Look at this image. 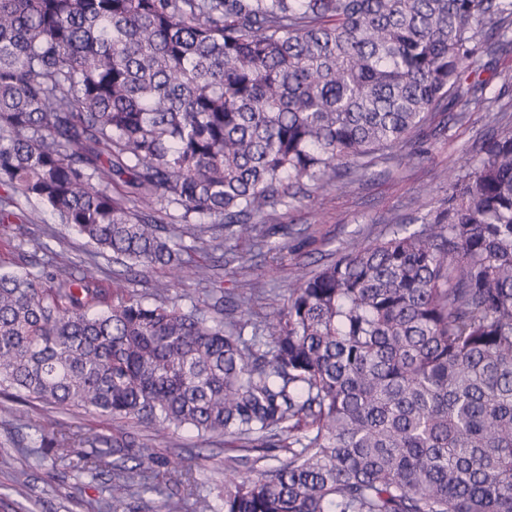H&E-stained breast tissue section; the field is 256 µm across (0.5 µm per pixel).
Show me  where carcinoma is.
Instances as JSON below:
<instances>
[{
  "mask_svg": "<svg viewBox=\"0 0 512 512\" xmlns=\"http://www.w3.org/2000/svg\"><path fill=\"white\" fill-rule=\"evenodd\" d=\"M512 0H0V223L49 209L135 276L211 279L196 252H278L263 221L485 95ZM410 232L395 224L248 300L149 303L90 258L0 274V387L220 438L194 512H512V129ZM214 217L196 246L159 214ZM37 433L38 465L161 492L126 432ZM135 465L127 466L128 460Z\"/></svg>",
  "mask_w": 512,
  "mask_h": 512,
  "instance_id": "1",
  "label": "carcinoma"
}]
</instances>
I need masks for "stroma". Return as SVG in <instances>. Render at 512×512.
Masks as SVG:
<instances>
[{"label":"stroma","instance_id":"stroma-1","mask_svg":"<svg viewBox=\"0 0 512 512\" xmlns=\"http://www.w3.org/2000/svg\"><path fill=\"white\" fill-rule=\"evenodd\" d=\"M485 77L488 95L500 97L493 111H485L483 102H471L470 119L448 120L446 133L424 138L421 153L414 159L400 165L377 161L365 177L346 179L312 198L297 193L287 205L277 207L270 221L287 226L286 248L274 257H254L251 269L241 275L227 266L216 268L225 296L249 297L252 320H262L267 291L287 295L299 267L317 268L333 259L338 248L375 238L390 225L433 209L446 195L445 175L466 173L478 158L477 145L488 128L512 129V89L500 90L503 82L512 79V53L500 56ZM28 217V234L21 239L14 237L11 225L0 224V274L35 272L36 261L49 249L67 250L76 263L89 258L91 246L50 212L32 211ZM131 286L150 298L156 290H163L166 297L182 305L204 295L202 283L175 281L164 270L137 277ZM112 428L129 432L138 443L156 448L162 457L192 468L200 496L213 501L223 491L228 453L223 441L207 440L189 430L158 440L148 425L133 422L117 421ZM30 435V429L8 411L0 394V456L10 457L9 465H0V512H97L107 474L79 479L61 467L53 471L31 467L14 448L16 441Z\"/></svg>","mask_w":512,"mask_h":512}]
</instances>
